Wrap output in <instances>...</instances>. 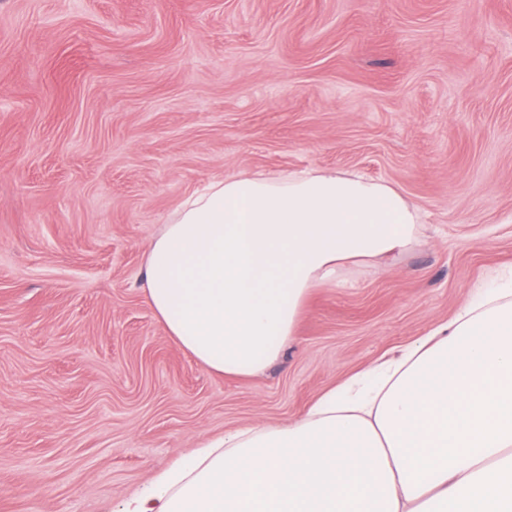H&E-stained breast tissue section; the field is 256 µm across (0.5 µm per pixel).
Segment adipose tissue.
<instances>
[{
	"label": "adipose tissue",
	"mask_w": 512,
	"mask_h": 512,
	"mask_svg": "<svg viewBox=\"0 0 512 512\" xmlns=\"http://www.w3.org/2000/svg\"><path fill=\"white\" fill-rule=\"evenodd\" d=\"M420 222L359 172L235 173L152 239L146 299L196 362L254 376L294 343L317 285L409 249ZM117 512H512V280L373 382L349 378L289 425L226 432Z\"/></svg>",
	"instance_id": "adipose-tissue-1"
}]
</instances>
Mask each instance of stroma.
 I'll return each instance as SVG.
<instances>
[{
	"mask_svg": "<svg viewBox=\"0 0 512 512\" xmlns=\"http://www.w3.org/2000/svg\"><path fill=\"white\" fill-rule=\"evenodd\" d=\"M324 168L398 187L418 243L212 373L146 303L150 241L209 182ZM510 269L512 0H0V512H114Z\"/></svg>",
	"mask_w": 512,
	"mask_h": 512,
	"instance_id": "obj_1",
	"label": "stroma"
}]
</instances>
